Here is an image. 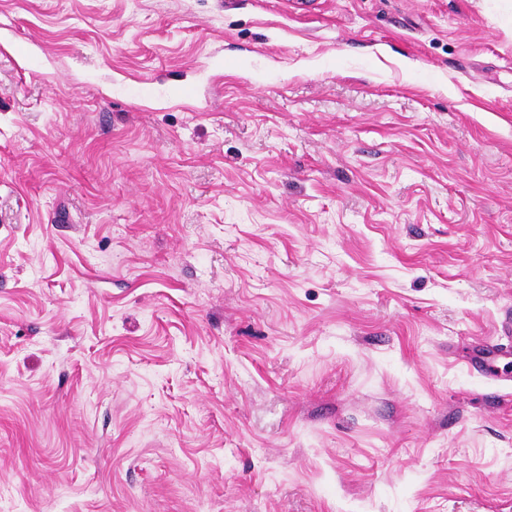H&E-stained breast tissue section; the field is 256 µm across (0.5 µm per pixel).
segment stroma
Returning a JSON list of instances; mask_svg holds the SVG:
<instances>
[{"mask_svg":"<svg viewBox=\"0 0 512 512\" xmlns=\"http://www.w3.org/2000/svg\"><path fill=\"white\" fill-rule=\"evenodd\" d=\"M512 0H0V512H512Z\"/></svg>","mask_w":512,"mask_h":512,"instance_id":"stroma-1","label":"stroma"}]
</instances>
